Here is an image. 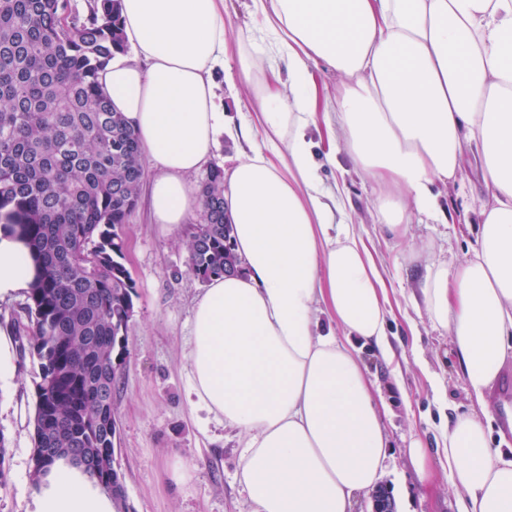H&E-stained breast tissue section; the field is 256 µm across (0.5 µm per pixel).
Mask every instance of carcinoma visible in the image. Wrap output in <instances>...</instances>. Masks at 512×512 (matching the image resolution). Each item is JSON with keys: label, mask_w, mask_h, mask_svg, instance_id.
Wrapping results in <instances>:
<instances>
[{"label": "carcinoma", "mask_w": 512, "mask_h": 512, "mask_svg": "<svg viewBox=\"0 0 512 512\" xmlns=\"http://www.w3.org/2000/svg\"><path fill=\"white\" fill-rule=\"evenodd\" d=\"M120 0H0V225L28 241L36 277L21 350L37 359L31 482L71 456L130 512L115 466L112 396L136 284L122 237L144 178L143 149L97 72L127 41ZM187 243L205 282L239 267L224 213V168L201 185Z\"/></svg>", "instance_id": "cac0c4a2"}]
</instances>
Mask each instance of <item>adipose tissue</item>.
<instances>
[{
    "label": "adipose tissue",
    "instance_id": "ef3b65f1",
    "mask_svg": "<svg viewBox=\"0 0 512 512\" xmlns=\"http://www.w3.org/2000/svg\"><path fill=\"white\" fill-rule=\"evenodd\" d=\"M254 22L230 39L225 0H121L132 53L98 73L146 151L155 223L182 224L200 202L188 181L221 135L248 144L224 173L242 270L212 278L193 306L189 396L206 421L243 436L239 483L252 512H352L387 456L381 406L361 359L385 361L388 298L353 224L325 202L315 145L324 122L377 184L390 234L412 213L445 220L439 186L476 160L490 198L468 258L420 285L480 406L512 362V0H249ZM336 75L319 87L313 67ZM251 89L255 112L225 124L218 79ZM28 248L0 230V300L28 288ZM437 448L458 512H512V451L490 445L469 411ZM31 512H116L110 491L57 460Z\"/></svg>",
    "mask_w": 512,
    "mask_h": 512
}]
</instances>
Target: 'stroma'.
Returning a JSON list of instances; mask_svg holds the SVG:
<instances>
[{
    "label": "stroma",
    "instance_id": "35a3bbf8",
    "mask_svg": "<svg viewBox=\"0 0 512 512\" xmlns=\"http://www.w3.org/2000/svg\"><path fill=\"white\" fill-rule=\"evenodd\" d=\"M325 192L353 224L374 259L388 291V333L397 352L393 366L372 353L363 360L388 406L384 420L390 448L380 479L395 512H457L448 472L439 459L431 469L437 486L426 491L408 459L411 437L435 443L444 417L441 405L469 410L465 380L447 332L435 328L413 293L430 260L464 256L478 222L470 188L478 182L465 166L442 190L450 223L413 219L406 237L381 226L374 208L375 184L346 154L322 164ZM153 223L146 196L122 228L124 263L136 283L127 355L113 394L117 421L115 459L133 512H252L237 475L241 437L216 425L201 427L186 399L187 361L194 301L204 286L189 271L187 241L193 224ZM14 377L0 384V434L7 446L9 480L0 487V512H27L32 417L39 365L15 352Z\"/></svg>",
    "mask_w": 512,
    "mask_h": 512
}]
</instances>
